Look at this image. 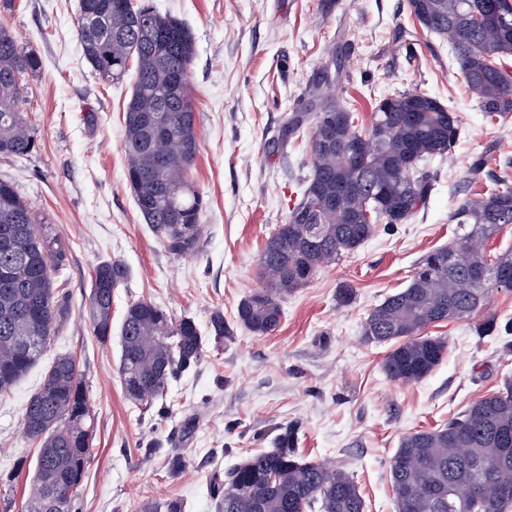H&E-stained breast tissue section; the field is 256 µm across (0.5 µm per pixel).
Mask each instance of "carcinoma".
<instances>
[{"label":"carcinoma","instance_id":"cac0c4a2","mask_svg":"<svg viewBox=\"0 0 512 512\" xmlns=\"http://www.w3.org/2000/svg\"><path fill=\"white\" fill-rule=\"evenodd\" d=\"M76 33L84 57L104 81L119 82L134 65L135 82L124 108L127 181L136 205L170 253L200 251L204 197L188 182L200 144L187 72L194 55L189 28L148 0H82ZM487 0H408L427 31L451 44L464 82L481 111L512 112V75L491 59L512 56V0L503 5L510 33L487 36L476 15ZM42 60L0 25V155L23 157L36 147L24 118L26 78ZM342 115L344 122L330 118ZM310 124L311 165L300 201L267 239L260 258L268 287L244 298L236 322L258 335L274 331L282 300L311 282L329 263L355 252L379 224H406L432 189L430 163L449 154L458 117L435 98L408 88L378 102L360 131L354 113L315 87L305 111L289 118L294 133ZM448 221L457 225L450 246L422 255L408 285L376 306L364 323L367 342L391 344L387 376L412 384L443 359L448 342L426 336L430 326L474 318L496 279L512 290V251L487 258L485 244L512 226V186L463 199ZM67 245L51 224L36 223L15 186L0 180V395L43 358L68 316L67 297L53 277L66 270ZM129 277L120 259L95 267L87 304L94 335L112 340V297ZM231 335L222 313L207 331L190 317L177 321L150 301L125 310L118 372L124 394L151 405L168 382L201 360L206 337ZM93 414L80 364L56 356L24 409L27 438L39 445L32 490L22 512H79L77 491L89 459ZM396 512H507L512 499V379L473 401L434 429L404 436L391 460ZM455 495H448V484ZM220 512H364L353 474L343 466L306 458L294 432L276 447L250 455L214 482ZM139 512H186L179 499L146 501Z\"/></svg>","mask_w":512,"mask_h":512}]
</instances>
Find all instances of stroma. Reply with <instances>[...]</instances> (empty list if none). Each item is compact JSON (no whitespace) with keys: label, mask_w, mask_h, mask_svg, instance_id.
Wrapping results in <instances>:
<instances>
[{"label":"stroma","mask_w":512,"mask_h":512,"mask_svg":"<svg viewBox=\"0 0 512 512\" xmlns=\"http://www.w3.org/2000/svg\"><path fill=\"white\" fill-rule=\"evenodd\" d=\"M152 2L185 22L195 41L189 87L200 153L188 178L206 209L202 247L191 257L169 253L138 210L123 151L133 80L106 83L91 71L75 32L79 0L0 5V24L43 61L24 106L36 149L0 156V179L69 246L55 286L67 293L70 313L46 356L77 357L94 411L82 512H135L138 503L173 497L186 501L187 512H219L214 480L247 454L274 448L287 426L296 428L305 457L348 467L365 512H395L390 462L401 437L436 428L498 391L512 378V334L478 335L472 319L434 324L427 333L447 338L444 359L403 385L383 371L387 346L363 341V324L407 286L424 253L454 242L448 214L459 200L494 188L498 162L477 182L465 173L486 144L512 157V114L485 117L447 40L422 28L406 0ZM335 57L343 73L330 92L356 112L358 127L370 124L380 99L412 84L459 117L460 136L450 156L434 161V186L416 218L323 267L283 300L277 329L260 336L235 325L236 309L263 288L265 242L300 199L310 166L309 136L284 137V127ZM89 112L95 124L85 122ZM112 258L130 269L113 296V328L138 300L203 329L217 311L235 326L223 343L207 341L199 365L148 407L125 398L120 346L99 341L86 312L93 271ZM345 283L355 297L341 306L336 292ZM44 371L33 368L0 396V503L11 501L12 512H21L35 472L38 445L24 435L22 416ZM176 451L186 466L174 474L167 457Z\"/></svg>","instance_id":"1"}]
</instances>
